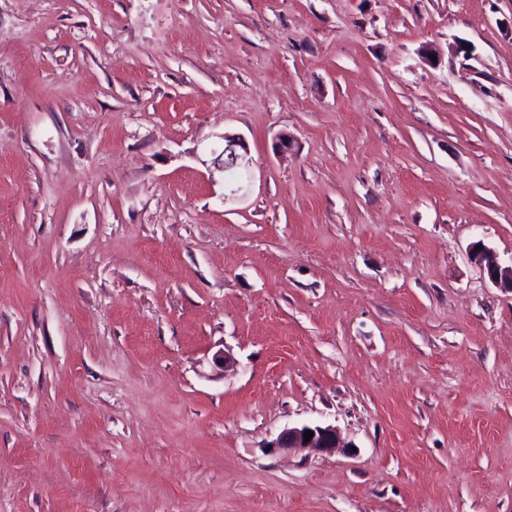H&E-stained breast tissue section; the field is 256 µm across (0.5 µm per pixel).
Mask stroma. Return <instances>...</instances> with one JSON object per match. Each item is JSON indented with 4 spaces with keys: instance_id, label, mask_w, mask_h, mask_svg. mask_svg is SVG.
Instances as JSON below:
<instances>
[{
    "instance_id": "obj_1",
    "label": "stroma",
    "mask_w": 512,
    "mask_h": 512,
    "mask_svg": "<svg viewBox=\"0 0 512 512\" xmlns=\"http://www.w3.org/2000/svg\"><path fill=\"white\" fill-rule=\"evenodd\" d=\"M479 240L512 0H0V512H512ZM223 139H224V143H225L224 156L227 153V158L224 159V169L225 170L229 169L232 171V180H233V185L235 186L231 190L230 195H226V193L224 194L225 200H228L230 197H234L238 194V192L242 191V189L244 187L243 186L244 181L248 179V177L247 176L244 177V175L242 173H238L236 175L237 172L234 171V169H241V170L248 171L249 161H247V162H243V161L239 162L238 161L240 157L238 154H236L234 147H236V146L242 147V144L239 142V139H238V141H236L235 138L230 137L229 135H226V134H224ZM307 430L313 432V437L304 442ZM267 448L278 452H291L297 448H304L317 455L336 454V448H346L340 444L336 429L331 425H301L288 426L282 429L276 438L269 442Z\"/></svg>"
}]
</instances>
